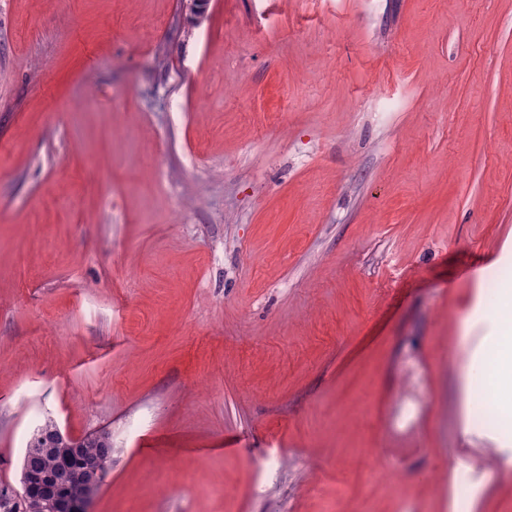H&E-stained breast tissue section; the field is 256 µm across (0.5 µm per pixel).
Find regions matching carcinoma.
Wrapping results in <instances>:
<instances>
[{"mask_svg":"<svg viewBox=\"0 0 512 512\" xmlns=\"http://www.w3.org/2000/svg\"><path fill=\"white\" fill-rule=\"evenodd\" d=\"M96 459H112V439L102 432H92L81 438L58 436L56 423L48 419L27 443L22 467L37 479L24 494L23 512H47L50 492L67 491L75 497L84 488L74 480L79 464Z\"/></svg>","mask_w":512,"mask_h":512,"instance_id":"cac0c4a2","label":"carcinoma"}]
</instances>
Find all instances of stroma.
<instances>
[{"instance_id":"35a3bbf8","label":"stroma","mask_w":512,"mask_h":512,"mask_svg":"<svg viewBox=\"0 0 512 512\" xmlns=\"http://www.w3.org/2000/svg\"><path fill=\"white\" fill-rule=\"evenodd\" d=\"M492 276L512 0H0V484L52 418L92 512H512ZM497 309L492 316V331L471 351L469 361L462 373V394L464 397L461 437L467 439L472 433L470 417L473 410V395L476 387L484 381L486 348L494 345L497 359L495 385L498 390V407L502 414L512 417V292L505 288L500 293ZM508 316V317H505ZM488 381L477 390V398L483 404H491L496 399L494 370L487 368Z\"/></svg>"}]
</instances>
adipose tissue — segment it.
<instances>
[{
  "mask_svg": "<svg viewBox=\"0 0 512 512\" xmlns=\"http://www.w3.org/2000/svg\"><path fill=\"white\" fill-rule=\"evenodd\" d=\"M494 346L497 359L495 385L498 390V407L505 417H512V291L502 290L492 316V331L472 350L462 373L464 397L460 433L469 437L472 433L470 417L473 410V395L484 380L486 348Z\"/></svg>",
  "mask_w": 512,
  "mask_h": 512,
  "instance_id": "obj_1",
  "label": "adipose tissue"
}]
</instances>
